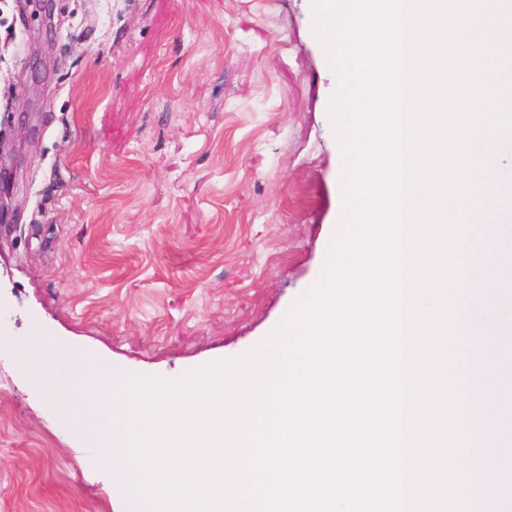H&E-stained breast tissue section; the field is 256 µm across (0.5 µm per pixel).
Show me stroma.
Masks as SVG:
<instances>
[{
    "instance_id": "1",
    "label": "stroma",
    "mask_w": 512,
    "mask_h": 512,
    "mask_svg": "<svg viewBox=\"0 0 512 512\" xmlns=\"http://www.w3.org/2000/svg\"><path fill=\"white\" fill-rule=\"evenodd\" d=\"M0 0V512H134L17 364L33 326L168 379L261 344L338 227L311 0Z\"/></svg>"
}]
</instances>
